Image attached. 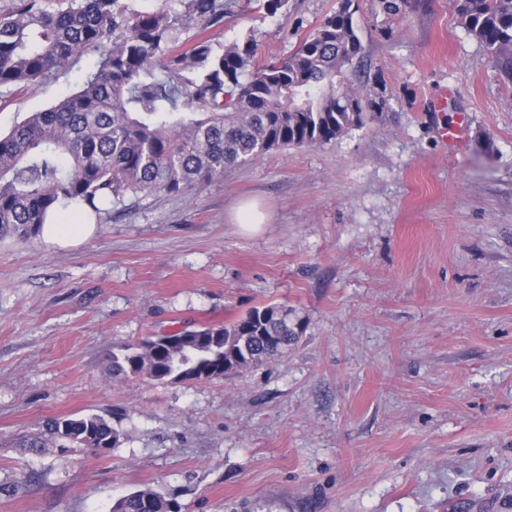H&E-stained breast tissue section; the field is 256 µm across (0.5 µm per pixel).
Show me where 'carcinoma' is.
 Masks as SVG:
<instances>
[{
    "mask_svg": "<svg viewBox=\"0 0 512 512\" xmlns=\"http://www.w3.org/2000/svg\"><path fill=\"white\" fill-rule=\"evenodd\" d=\"M172 2L129 13L120 0H17L0 16V86L36 82L97 54L77 92L0 134V238L38 236L51 213L108 214L127 197L200 189L229 167L364 125L361 97L336 91L362 48L351 6L288 56L258 65L250 38L221 50L206 39L175 50L181 15ZM186 6L208 23L224 18V0ZM457 10L467 33L512 69V0H458ZM305 328L287 305L266 304L224 326L129 344L112 355V374L212 380L284 355ZM106 443L116 447L119 433L91 414L47 419L26 447L93 454ZM111 512L178 510L143 489Z\"/></svg>",
    "mask_w": 512,
    "mask_h": 512,
    "instance_id": "cac0c4a2",
    "label": "carcinoma"
}]
</instances>
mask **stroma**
Segmentation results:
<instances>
[{
	"label": "stroma",
	"mask_w": 512,
	"mask_h": 512,
	"mask_svg": "<svg viewBox=\"0 0 512 512\" xmlns=\"http://www.w3.org/2000/svg\"><path fill=\"white\" fill-rule=\"evenodd\" d=\"M354 5L363 126L126 200L75 248L0 239V512H110L141 489L179 512H512V72L457 0ZM338 6L254 0L206 26L176 0V46L283 57ZM95 62L0 86V133ZM244 201L268 216L252 233ZM268 303L308 324L283 356L206 382L112 373L121 345ZM86 414L119 432L110 453L24 448Z\"/></svg>",
	"instance_id": "1"
}]
</instances>
